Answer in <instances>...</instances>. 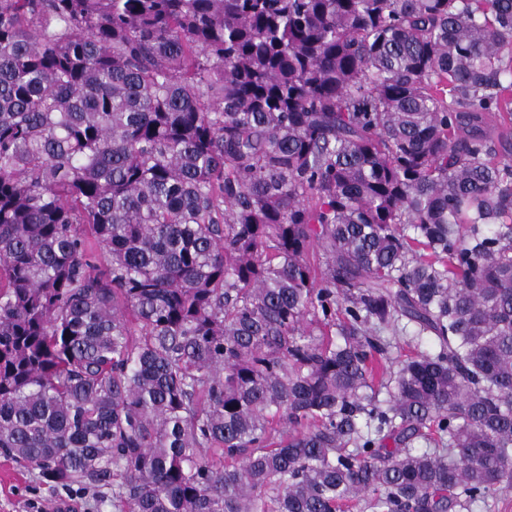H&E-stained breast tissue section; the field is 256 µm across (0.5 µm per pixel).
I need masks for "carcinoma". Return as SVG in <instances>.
<instances>
[{
  "mask_svg": "<svg viewBox=\"0 0 512 512\" xmlns=\"http://www.w3.org/2000/svg\"><path fill=\"white\" fill-rule=\"evenodd\" d=\"M511 44L512 0H0V453L114 512L511 487ZM504 117L505 122L498 117L485 127V131L491 136L499 152L506 154L512 152V121H509L508 116Z\"/></svg>",
  "mask_w": 512,
  "mask_h": 512,
  "instance_id": "obj_1",
  "label": "carcinoma"
}]
</instances>
